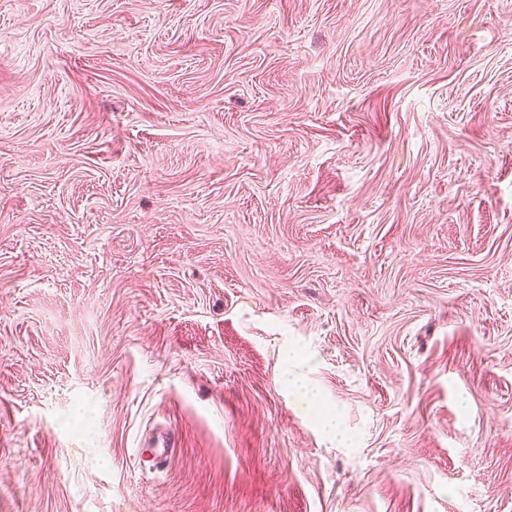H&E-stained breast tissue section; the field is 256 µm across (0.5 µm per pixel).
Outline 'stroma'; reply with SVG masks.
<instances>
[{"label":"stroma","instance_id":"35a3bbf8","mask_svg":"<svg viewBox=\"0 0 512 512\" xmlns=\"http://www.w3.org/2000/svg\"><path fill=\"white\" fill-rule=\"evenodd\" d=\"M0 512H512V0H0Z\"/></svg>","mask_w":512,"mask_h":512}]
</instances>
